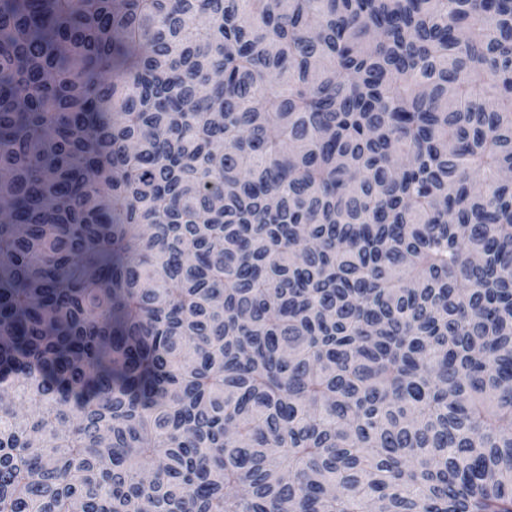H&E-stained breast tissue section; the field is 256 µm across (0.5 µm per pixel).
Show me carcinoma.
<instances>
[{
  "instance_id": "carcinoma-1",
  "label": "carcinoma",
  "mask_w": 512,
  "mask_h": 512,
  "mask_svg": "<svg viewBox=\"0 0 512 512\" xmlns=\"http://www.w3.org/2000/svg\"><path fill=\"white\" fill-rule=\"evenodd\" d=\"M0 512H512V0H0Z\"/></svg>"
}]
</instances>
